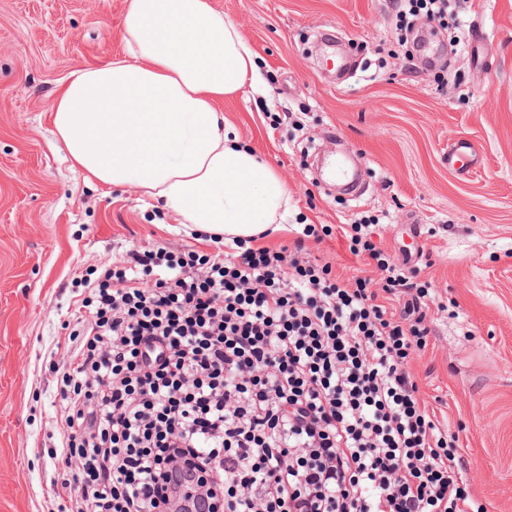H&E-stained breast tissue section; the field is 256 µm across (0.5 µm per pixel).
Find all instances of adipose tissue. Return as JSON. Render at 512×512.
Instances as JSON below:
<instances>
[{"mask_svg": "<svg viewBox=\"0 0 512 512\" xmlns=\"http://www.w3.org/2000/svg\"><path fill=\"white\" fill-rule=\"evenodd\" d=\"M123 31L132 61L76 69L56 92L51 122L73 163L207 234L254 238L284 219L286 183L218 108L256 69L237 26L209 0H128Z\"/></svg>", "mask_w": 512, "mask_h": 512, "instance_id": "ef3b65f1", "label": "adipose tissue"}]
</instances>
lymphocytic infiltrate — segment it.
I'll return each instance as SVG.
<instances>
[{
    "mask_svg": "<svg viewBox=\"0 0 512 512\" xmlns=\"http://www.w3.org/2000/svg\"><path fill=\"white\" fill-rule=\"evenodd\" d=\"M394 17L398 44L425 22L461 47L459 0H394ZM378 222L342 229L376 285L310 256L333 228L304 223L291 250L213 236L74 276L48 368L64 474L43 496L59 512H475L409 370L432 285L377 246Z\"/></svg>",
    "mask_w": 512,
    "mask_h": 512,
    "instance_id": "f902f5d3",
    "label": "lymphocytic infiltrate"
}]
</instances>
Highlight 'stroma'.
<instances>
[{
	"mask_svg": "<svg viewBox=\"0 0 512 512\" xmlns=\"http://www.w3.org/2000/svg\"><path fill=\"white\" fill-rule=\"evenodd\" d=\"M127 0H0V512H47L55 475L43 449L58 429L41 383L48 348L64 333L75 272L130 247L188 245L178 217L139 186L107 189L74 169L50 120L55 92L77 68L128 57ZM254 52L259 74L220 108L224 126L275 169L288 221L266 237L291 243V224L342 225L357 212L388 216L375 239L397 256L422 237L419 280L436 291L432 331L409 367L422 398L459 439L473 499L512 512V0H468L490 35L479 60L448 52V33L419 26L429 61L396 47L391 0H211ZM333 27L357 62L323 74L317 32ZM444 80H437V73ZM480 167L448 168L458 140ZM359 156V199L314 180L311 159ZM310 253L345 278L374 276L333 234Z\"/></svg>",
	"mask_w": 512,
	"mask_h": 512,
	"instance_id": "1",
	"label": "stroma"
}]
</instances>
